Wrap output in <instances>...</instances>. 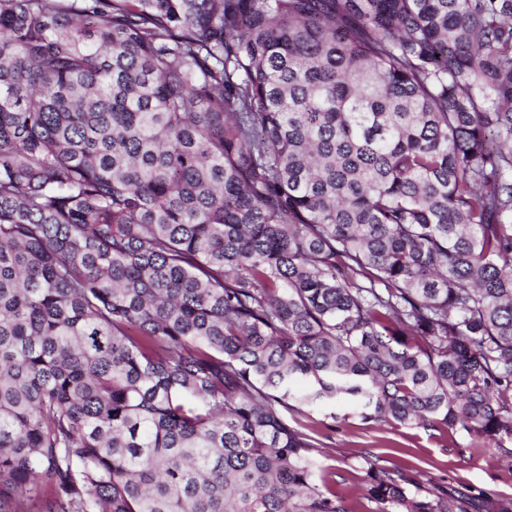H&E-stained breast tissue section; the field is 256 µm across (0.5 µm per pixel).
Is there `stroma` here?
I'll list each match as a JSON object with an SVG mask.
<instances>
[{
	"instance_id": "stroma-1",
	"label": "stroma",
	"mask_w": 512,
	"mask_h": 512,
	"mask_svg": "<svg viewBox=\"0 0 512 512\" xmlns=\"http://www.w3.org/2000/svg\"><path fill=\"white\" fill-rule=\"evenodd\" d=\"M298 419L316 442L317 476L325 477L355 510L369 459L417 474L430 489L481 493L495 503L512 499L511 436L488 443L460 427L367 421L344 400L304 409Z\"/></svg>"
}]
</instances>
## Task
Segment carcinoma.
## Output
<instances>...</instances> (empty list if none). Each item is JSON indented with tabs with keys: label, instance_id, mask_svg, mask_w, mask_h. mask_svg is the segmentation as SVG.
<instances>
[{
	"label": "carcinoma",
	"instance_id": "cac0c4a2",
	"mask_svg": "<svg viewBox=\"0 0 512 512\" xmlns=\"http://www.w3.org/2000/svg\"><path fill=\"white\" fill-rule=\"evenodd\" d=\"M336 398L512 436V0H0V512H354Z\"/></svg>",
	"mask_w": 512,
	"mask_h": 512
}]
</instances>
